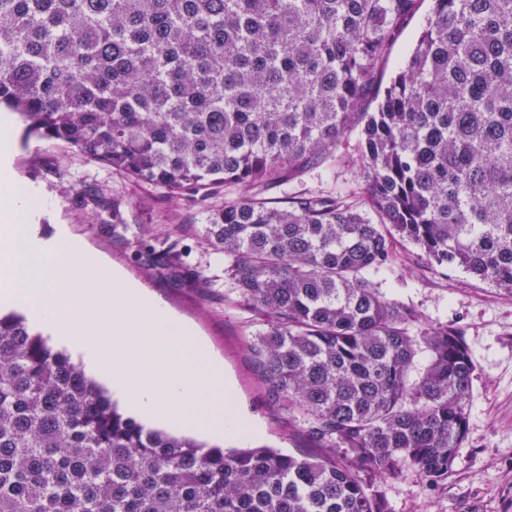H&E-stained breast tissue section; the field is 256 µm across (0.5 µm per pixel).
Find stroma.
<instances>
[{
	"mask_svg": "<svg viewBox=\"0 0 512 512\" xmlns=\"http://www.w3.org/2000/svg\"><path fill=\"white\" fill-rule=\"evenodd\" d=\"M430 7L429 0H422L400 30L382 65L384 78L393 76L414 47ZM358 140V128H350L335 159L283 177L265 187L264 196L338 191L359 201ZM13 168L19 183L37 186L50 203L40 218L43 232L65 225L95 258L147 288L207 343L234 382L237 406L262 428L250 446L319 455L261 383L246 351L258 322L236 304L225 283L223 254L199 235L208 203L193 197L171 200L162 190L138 185L64 142L27 134L21 122L15 129ZM87 189L117 200L122 223H100L82 209L80 194ZM171 244L182 251L184 267L174 270L148 261L146 249ZM370 279L386 298L416 308L423 323L459 324L476 365L466 440L447 479L432 488L412 477L380 483L390 512H512V294L461 269L431 263L405 242Z\"/></svg>",
	"mask_w": 512,
	"mask_h": 512,
	"instance_id": "1",
	"label": "stroma"
}]
</instances>
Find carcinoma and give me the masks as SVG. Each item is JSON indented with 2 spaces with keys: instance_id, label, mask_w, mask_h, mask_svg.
Returning <instances> with one entry per match:
<instances>
[{
  "instance_id": "cac0c4a2",
  "label": "carcinoma",
  "mask_w": 512,
  "mask_h": 512,
  "mask_svg": "<svg viewBox=\"0 0 512 512\" xmlns=\"http://www.w3.org/2000/svg\"><path fill=\"white\" fill-rule=\"evenodd\" d=\"M418 2L0 0V106L28 131L170 199L241 187L201 233L261 322L246 344L259 378L323 451L148 430L0 315V512H389L377 480L448 478L475 372L463 331H414L416 310L365 273L398 235L512 293V0H432L382 89ZM353 125L363 205L257 192L334 159ZM430 7L431 2L429 0L421 2L414 17L400 30L395 43L382 65L383 86L389 82L390 78L398 70L409 51L416 44Z\"/></svg>"
}]
</instances>
